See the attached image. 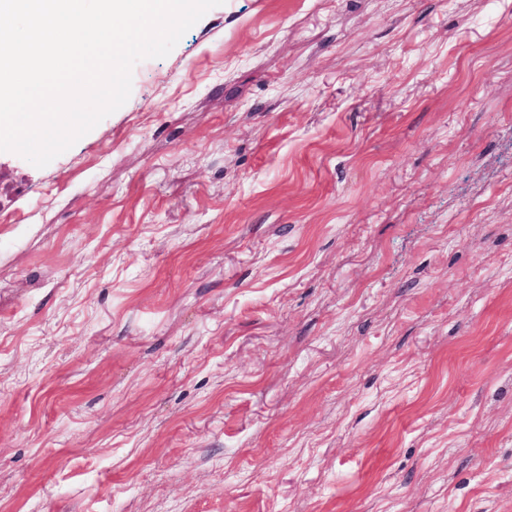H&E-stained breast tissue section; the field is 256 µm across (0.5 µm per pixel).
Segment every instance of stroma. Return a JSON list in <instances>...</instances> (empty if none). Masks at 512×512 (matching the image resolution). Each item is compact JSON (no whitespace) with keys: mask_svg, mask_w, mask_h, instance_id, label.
<instances>
[{"mask_svg":"<svg viewBox=\"0 0 512 512\" xmlns=\"http://www.w3.org/2000/svg\"><path fill=\"white\" fill-rule=\"evenodd\" d=\"M0 512H512V0H225L0 152Z\"/></svg>","mask_w":512,"mask_h":512,"instance_id":"1","label":"stroma"}]
</instances>
